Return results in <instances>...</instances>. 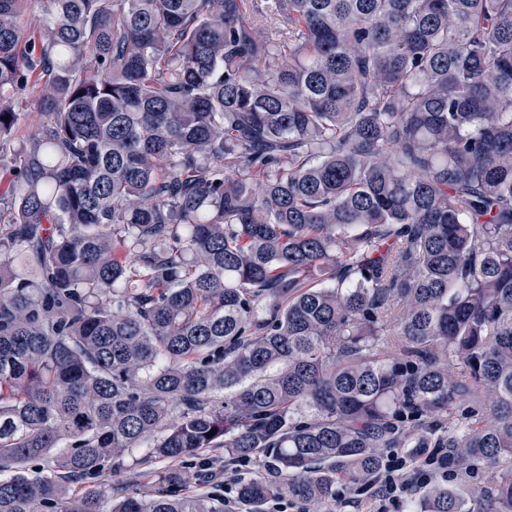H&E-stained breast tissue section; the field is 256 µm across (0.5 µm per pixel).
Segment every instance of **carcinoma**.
<instances>
[{"label":"carcinoma","mask_w":512,"mask_h":512,"mask_svg":"<svg viewBox=\"0 0 512 512\" xmlns=\"http://www.w3.org/2000/svg\"><path fill=\"white\" fill-rule=\"evenodd\" d=\"M7 153L0 512H224L213 448L252 512L512 459V0H0ZM135 448L173 468L107 511ZM15 95V104L22 116L14 137L22 142L37 129L43 119L38 105L40 85L32 77L27 84L17 89ZM211 470L216 473L213 477V485H190L187 487L188 491L195 494L206 493L211 490V487L217 488L220 491H224V510L226 512H235L234 509V498L226 496V493L232 491L233 486H236L239 479L241 478V465H236L233 462L227 460L224 462V449L220 448L209 452ZM218 486V487H215Z\"/></svg>","instance_id":"obj_1"}]
</instances>
